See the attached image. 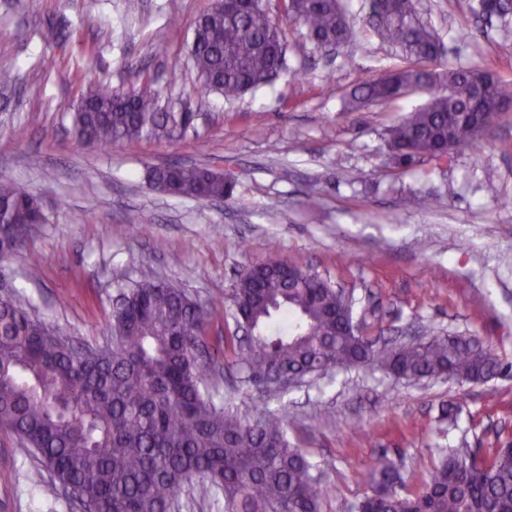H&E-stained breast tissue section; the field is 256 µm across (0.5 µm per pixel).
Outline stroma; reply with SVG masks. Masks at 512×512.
I'll list each match as a JSON object with an SVG mask.
<instances>
[{
  "mask_svg": "<svg viewBox=\"0 0 512 512\" xmlns=\"http://www.w3.org/2000/svg\"><path fill=\"white\" fill-rule=\"evenodd\" d=\"M211 2L139 0L132 12L127 0H0V72L14 77L0 92V175L37 195L47 218L26 248L0 258V281L46 322L95 344L109 336L118 282L149 272L194 298H226L246 268L280 256L354 289L369 335L478 336L512 362V112L477 152L395 165L387 129L429 92L348 110L355 82L404 64L370 24V0H342L352 34L331 55L289 19L283 0H265L288 45L285 69L231 103L198 96L190 46ZM419 8L443 44L432 70L475 67L512 83V15L482 18L478 0H419ZM465 28L476 37L460 38ZM85 78L120 90L150 84L163 110L196 113L195 124L173 142L83 147L72 116ZM169 164L230 175L233 198L159 192L150 172ZM428 194L436 207L423 204ZM131 211L139 223L111 235ZM33 252L40 268L29 265ZM451 402L463 412L446 436L439 416ZM268 406L289 415L290 443L335 486L321 512H351L366 491L354 474L379 453L400 460L410 488L439 452L512 441L507 373L462 386L335 369ZM16 446L0 427V512H81L67 494L47 492L49 473Z\"/></svg>",
  "mask_w": 512,
  "mask_h": 512,
  "instance_id": "obj_1",
  "label": "stroma"
}]
</instances>
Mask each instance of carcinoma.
Listing matches in <instances>:
<instances>
[{
	"mask_svg": "<svg viewBox=\"0 0 512 512\" xmlns=\"http://www.w3.org/2000/svg\"><path fill=\"white\" fill-rule=\"evenodd\" d=\"M288 16L317 46L346 43L350 23L340 0H288ZM380 36L409 65L359 81L348 106L384 104L414 89L437 87L429 100L389 129L398 163L443 160L477 147L486 129L512 110V84L480 68L436 72L425 63L443 46L423 22L417 0H373ZM286 44L257 0H214L194 25L191 57L197 93L233 101L270 83L283 68ZM191 112H162L148 87L120 91L85 82L73 132L83 145L174 140L193 125ZM156 189L208 202L233 196L234 185L207 166L165 165L151 172ZM36 197L0 179V257L25 245L44 223ZM231 316L252 335L224 339V367L256 387L255 414L217 406L213 373L201 365L212 298L200 305L155 276L118 285L110 341L77 342L67 329L32 313L14 294L0 296V424L17 436L18 452L39 458L84 512H179V491L202 480L204 495L220 493L224 512H320L316 466L290 446L286 415L267 408L274 380L316 377L331 367H366L418 382L448 372L463 383L486 382L512 369L492 345L473 336H426L381 346L354 321L352 290L284 258L240 274ZM366 486L354 512H512V445L479 452L460 448L433 464L414 488L400 465L382 454L357 473Z\"/></svg>",
	"mask_w": 512,
	"mask_h": 512,
	"instance_id": "cac0c4a2",
	"label": "carcinoma"
}]
</instances>
